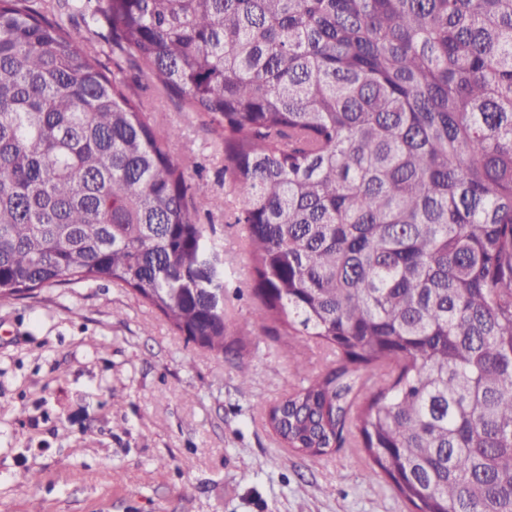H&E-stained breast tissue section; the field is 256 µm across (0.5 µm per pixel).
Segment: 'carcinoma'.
<instances>
[{
	"label": "carcinoma",
	"mask_w": 512,
	"mask_h": 512,
	"mask_svg": "<svg viewBox=\"0 0 512 512\" xmlns=\"http://www.w3.org/2000/svg\"><path fill=\"white\" fill-rule=\"evenodd\" d=\"M112 52L224 139L255 319L336 355L268 412L358 428L419 512H512V0H106ZM68 20L0 0V300L110 281L224 352V248Z\"/></svg>",
	"instance_id": "cac0c4a2"
}]
</instances>
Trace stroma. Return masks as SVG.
Segmentation results:
<instances>
[{"instance_id": "stroma-1", "label": "stroma", "mask_w": 512, "mask_h": 512, "mask_svg": "<svg viewBox=\"0 0 512 512\" xmlns=\"http://www.w3.org/2000/svg\"><path fill=\"white\" fill-rule=\"evenodd\" d=\"M71 4L33 2L70 14L80 44L98 50L107 72H122L157 129L180 131L170 155L224 247L232 350L201 349L105 281L0 300V512H416L387 477L367 478L372 461L357 430L331 454L309 457L267 426L268 408L300 382L294 361L315 376L335 357L255 320L244 230L224 210L231 186L215 128L114 55L107 28Z\"/></svg>"}]
</instances>
